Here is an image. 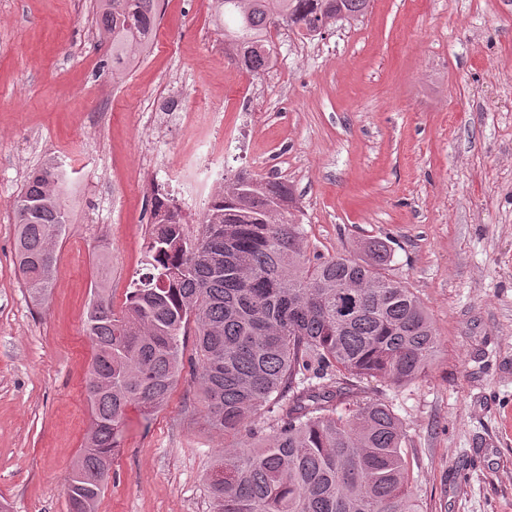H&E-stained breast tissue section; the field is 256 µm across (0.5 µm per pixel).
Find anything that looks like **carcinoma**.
<instances>
[{
  "label": "carcinoma",
  "instance_id": "1",
  "mask_svg": "<svg viewBox=\"0 0 512 512\" xmlns=\"http://www.w3.org/2000/svg\"><path fill=\"white\" fill-rule=\"evenodd\" d=\"M371 0H219L224 40L259 75L275 45L271 29L308 35L363 17ZM100 35L112 41V78L149 45L158 0H98ZM65 181L49 163L14 202L18 270L31 299L53 285L54 244L69 223ZM287 183L236 175L211 196L195 231L170 194L154 196L146 272L121 308L107 279L93 288L86 330L94 357L86 385L93 426L67 477L70 512H94L119 447L126 410L151 413L183 369L180 337L193 330L210 426L241 434L261 406L277 408L271 437L226 447L207 479L212 512H424L412 492L405 430L393 409L359 399L341 411L351 380L408 384L425 375L438 337L423 303L385 273L386 245L367 259L289 252L305 241ZM357 280L356 296L340 284ZM336 378V388L311 379Z\"/></svg>",
  "mask_w": 512,
  "mask_h": 512
}]
</instances>
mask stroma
<instances>
[{"mask_svg":"<svg viewBox=\"0 0 512 512\" xmlns=\"http://www.w3.org/2000/svg\"><path fill=\"white\" fill-rule=\"evenodd\" d=\"M254 76L214 0H160L157 37L112 81L96 0H0V504L68 512L91 425L86 312L109 252L115 306L144 271L154 187L197 227L209 152L225 176L292 185L308 254L391 249L387 272L427 307L434 367L357 384L406 429L425 512H512V0H372L324 36H275ZM184 90L187 126L159 112ZM52 162L69 191L48 301L18 273L13 203ZM224 434L191 370L151 415L126 411L97 512H210Z\"/></svg>","mask_w":512,"mask_h":512,"instance_id":"stroma-1","label":"stroma"}]
</instances>
